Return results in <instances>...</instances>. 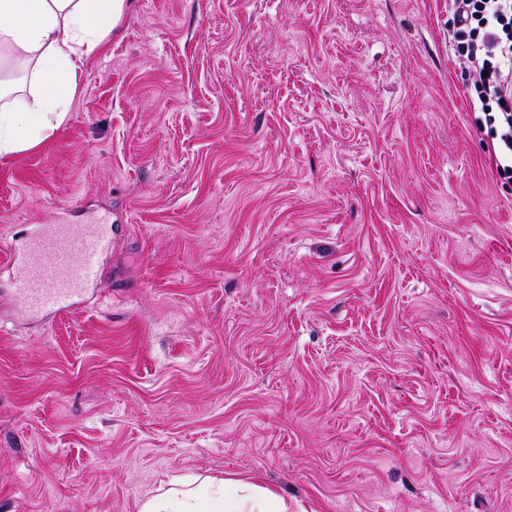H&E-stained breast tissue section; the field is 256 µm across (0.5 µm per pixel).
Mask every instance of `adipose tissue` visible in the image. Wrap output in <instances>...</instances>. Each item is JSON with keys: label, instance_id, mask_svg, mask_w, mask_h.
<instances>
[{"label": "adipose tissue", "instance_id": "1", "mask_svg": "<svg viewBox=\"0 0 512 512\" xmlns=\"http://www.w3.org/2000/svg\"><path fill=\"white\" fill-rule=\"evenodd\" d=\"M126 0H0V46H15L35 61L40 91L21 109L5 105L0 83V158L29 150L63 122L86 56L119 21ZM142 512H235L223 480L183 484L148 499Z\"/></svg>", "mask_w": 512, "mask_h": 512}]
</instances>
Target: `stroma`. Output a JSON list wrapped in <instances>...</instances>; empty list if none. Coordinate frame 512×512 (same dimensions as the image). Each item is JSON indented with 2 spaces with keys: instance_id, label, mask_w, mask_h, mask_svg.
I'll return each instance as SVG.
<instances>
[{
  "instance_id": "obj_1",
  "label": "stroma",
  "mask_w": 512,
  "mask_h": 512,
  "mask_svg": "<svg viewBox=\"0 0 512 512\" xmlns=\"http://www.w3.org/2000/svg\"><path fill=\"white\" fill-rule=\"evenodd\" d=\"M61 126L0 161V250L122 230L42 326L0 281V512L177 476L288 512H512V180L448 0H128Z\"/></svg>"
}]
</instances>
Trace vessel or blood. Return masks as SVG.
<instances>
[{"label": "vessel or blood", "mask_w": 512, "mask_h": 512, "mask_svg": "<svg viewBox=\"0 0 512 512\" xmlns=\"http://www.w3.org/2000/svg\"><path fill=\"white\" fill-rule=\"evenodd\" d=\"M112 241V225L99 217L82 224H33L0 256V276L11 280L20 312L45 323L85 302L93 271Z\"/></svg>", "instance_id": "vessel-or-blood-1"}]
</instances>
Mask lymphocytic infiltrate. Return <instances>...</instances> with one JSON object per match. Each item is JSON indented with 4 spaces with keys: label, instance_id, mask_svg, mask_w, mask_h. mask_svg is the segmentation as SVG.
Returning <instances> with one entry per match:
<instances>
[{
    "label": "lymphocytic infiltrate",
    "instance_id": "1",
    "mask_svg": "<svg viewBox=\"0 0 512 512\" xmlns=\"http://www.w3.org/2000/svg\"><path fill=\"white\" fill-rule=\"evenodd\" d=\"M454 41L464 45L466 92L488 131L490 168L512 178V0H448Z\"/></svg>",
    "mask_w": 512,
    "mask_h": 512
}]
</instances>
